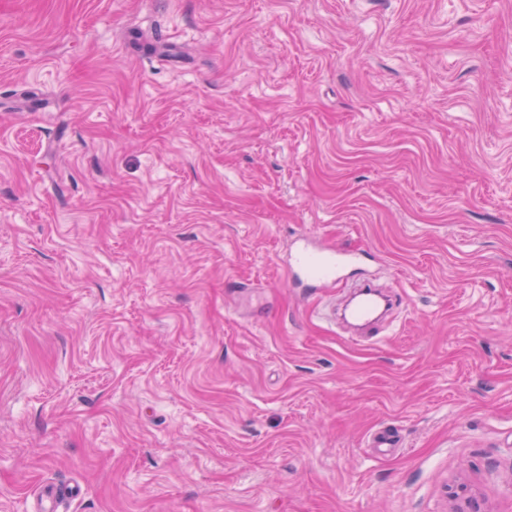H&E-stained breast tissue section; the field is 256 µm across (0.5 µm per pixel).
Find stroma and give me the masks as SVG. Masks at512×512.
I'll list each match as a JSON object with an SVG mask.
<instances>
[{
  "label": "stroma",
  "mask_w": 512,
  "mask_h": 512,
  "mask_svg": "<svg viewBox=\"0 0 512 512\" xmlns=\"http://www.w3.org/2000/svg\"><path fill=\"white\" fill-rule=\"evenodd\" d=\"M302 236L367 252L379 335ZM70 482L512 512V0H0V512ZM365 257L364 252L347 249H321L309 239H302L294 250L288 253L284 271L288 277L306 281V288H315L323 281H339L344 272L358 265Z\"/></svg>",
  "instance_id": "1"
}]
</instances>
